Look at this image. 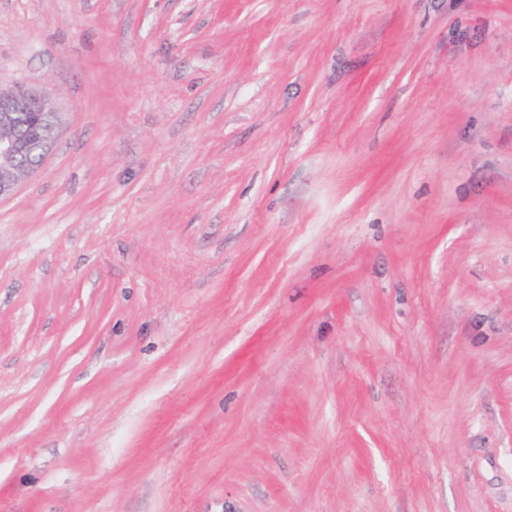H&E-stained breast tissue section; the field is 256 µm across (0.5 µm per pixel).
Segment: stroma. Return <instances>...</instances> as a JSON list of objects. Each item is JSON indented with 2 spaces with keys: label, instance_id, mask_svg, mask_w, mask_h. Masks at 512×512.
<instances>
[{
  "label": "stroma",
  "instance_id": "1",
  "mask_svg": "<svg viewBox=\"0 0 512 512\" xmlns=\"http://www.w3.org/2000/svg\"><path fill=\"white\" fill-rule=\"evenodd\" d=\"M16 81L0 512H512V0H0ZM56 140V115L44 94L22 81L0 84V199L42 165ZM35 152L42 162L28 167L23 159Z\"/></svg>",
  "mask_w": 512,
  "mask_h": 512
}]
</instances>
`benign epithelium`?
<instances>
[{"instance_id": "obj_1", "label": "benign epithelium", "mask_w": 512, "mask_h": 512, "mask_svg": "<svg viewBox=\"0 0 512 512\" xmlns=\"http://www.w3.org/2000/svg\"><path fill=\"white\" fill-rule=\"evenodd\" d=\"M56 140V115L41 91L22 81L0 85V199L36 171L23 159L35 152L46 158Z\"/></svg>"}]
</instances>
